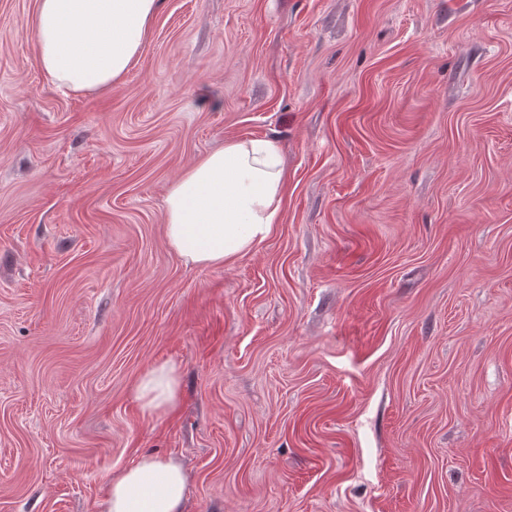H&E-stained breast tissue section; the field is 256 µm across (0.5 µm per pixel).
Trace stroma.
Wrapping results in <instances>:
<instances>
[{
	"label": "stroma",
	"instance_id": "obj_1",
	"mask_svg": "<svg viewBox=\"0 0 512 512\" xmlns=\"http://www.w3.org/2000/svg\"><path fill=\"white\" fill-rule=\"evenodd\" d=\"M34 14L0 0V512H94L147 452L185 512H512V0H161L86 95ZM248 139L279 223L185 264L170 185ZM180 385V375L174 363L149 366L136 386V399L142 420L155 423L168 417L178 404Z\"/></svg>",
	"mask_w": 512,
	"mask_h": 512
}]
</instances>
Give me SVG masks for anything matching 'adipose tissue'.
<instances>
[{"label":"adipose tissue","instance_id":"obj_1","mask_svg":"<svg viewBox=\"0 0 512 512\" xmlns=\"http://www.w3.org/2000/svg\"><path fill=\"white\" fill-rule=\"evenodd\" d=\"M160 0H36L39 66L66 91L107 90L128 73ZM284 170L270 140H229L169 188L165 235L186 263L221 267L269 238L279 220ZM175 364L149 366L136 386L141 418L168 417L180 395ZM188 474L174 458L144 454L112 473L95 512H184Z\"/></svg>","mask_w":512,"mask_h":512}]
</instances>
